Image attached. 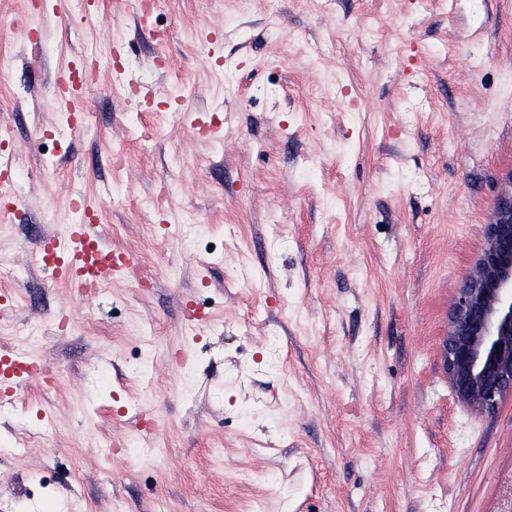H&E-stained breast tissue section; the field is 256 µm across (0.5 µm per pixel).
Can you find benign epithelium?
<instances>
[{
    "mask_svg": "<svg viewBox=\"0 0 512 512\" xmlns=\"http://www.w3.org/2000/svg\"><path fill=\"white\" fill-rule=\"evenodd\" d=\"M457 397L494 410L512 393V189L497 198L484 247L457 296L443 345Z\"/></svg>",
    "mask_w": 512,
    "mask_h": 512,
    "instance_id": "obj_1",
    "label": "benign epithelium"
}]
</instances>
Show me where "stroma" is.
I'll return each instance as SVG.
<instances>
[{
  "instance_id": "1",
  "label": "stroma",
  "mask_w": 512,
  "mask_h": 512,
  "mask_svg": "<svg viewBox=\"0 0 512 512\" xmlns=\"http://www.w3.org/2000/svg\"><path fill=\"white\" fill-rule=\"evenodd\" d=\"M40 3L0 0V337L50 373L0 399V512H512V395L442 357L512 178V0ZM110 44L62 133L56 72ZM77 194L139 262L90 302L32 244ZM22 205L21 199L16 195L12 179L8 175H3L1 171L0 177V214L4 216L13 213Z\"/></svg>"
}]
</instances>
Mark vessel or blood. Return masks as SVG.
<instances>
[{"mask_svg": "<svg viewBox=\"0 0 512 512\" xmlns=\"http://www.w3.org/2000/svg\"><path fill=\"white\" fill-rule=\"evenodd\" d=\"M57 100L67 112L80 109L78 88L70 72L55 75ZM22 201L9 176L0 177V214L14 212ZM42 268L56 281L75 292L91 287L93 282L124 276L129 270V253L113 249L96 230L94 220L65 225L58 233L40 236L35 244ZM45 373L39 360L20 355H0V392L8 393L16 385L35 381Z\"/></svg>", "mask_w": 512, "mask_h": 512, "instance_id": "b4317fda", "label": "vessel or blood"}]
</instances>
